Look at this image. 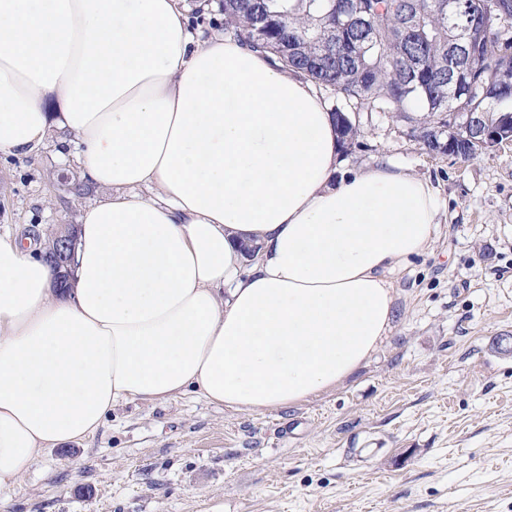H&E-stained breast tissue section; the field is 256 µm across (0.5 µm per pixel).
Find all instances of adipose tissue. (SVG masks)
<instances>
[{
    "label": "adipose tissue",
    "mask_w": 512,
    "mask_h": 512,
    "mask_svg": "<svg viewBox=\"0 0 512 512\" xmlns=\"http://www.w3.org/2000/svg\"><path fill=\"white\" fill-rule=\"evenodd\" d=\"M181 3L0 0V157L64 131L109 190L66 288L0 235V488L129 399L262 413L339 387L437 228L429 181L343 170L313 82L203 37Z\"/></svg>",
    "instance_id": "adipose-tissue-1"
}]
</instances>
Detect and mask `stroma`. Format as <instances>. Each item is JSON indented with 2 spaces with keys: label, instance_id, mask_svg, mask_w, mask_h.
I'll use <instances>...</instances> for the list:
<instances>
[{
  "label": "stroma",
  "instance_id": "obj_1",
  "mask_svg": "<svg viewBox=\"0 0 512 512\" xmlns=\"http://www.w3.org/2000/svg\"><path fill=\"white\" fill-rule=\"evenodd\" d=\"M348 171L402 167L439 192L426 251L392 276L397 319L338 390L235 413L187 392L129 401L50 448L0 512H512V144L462 161L395 112L353 113ZM56 137L0 161V233L46 249L106 193ZM83 187L66 192L61 177Z\"/></svg>",
  "mask_w": 512,
  "mask_h": 512
}]
</instances>
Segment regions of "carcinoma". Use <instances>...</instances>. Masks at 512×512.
<instances>
[{"mask_svg":"<svg viewBox=\"0 0 512 512\" xmlns=\"http://www.w3.org/2000/svg\"><path fill=\"white\" fill-rule=\"evenodd\" d=\"M448 21V0H223L224 23L239 40L275 54L306 79L329 87L347 105L391 109L415 128L424 147L446 136L444 151L466 161L488 149L448 122L458 110L494 119L512 101V56L490 16L494 0H459ZM468 41L470 63L448 73V48ZM342 147L357 144L358 128L334 110Z\"/></svg>","mask_w":512,"mask_h":512,"instance_id":"cac0c4a2","label":"carcinoma"}]
</instances>
